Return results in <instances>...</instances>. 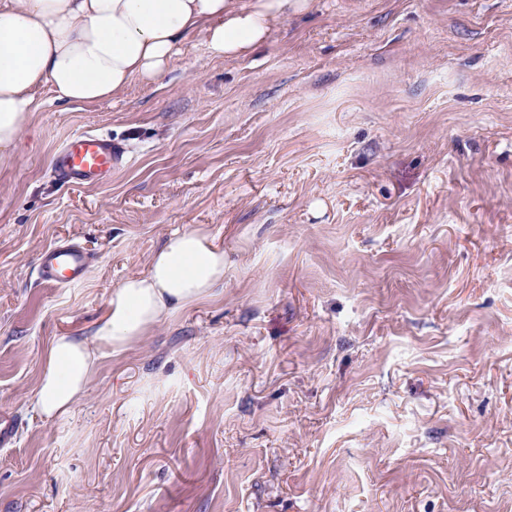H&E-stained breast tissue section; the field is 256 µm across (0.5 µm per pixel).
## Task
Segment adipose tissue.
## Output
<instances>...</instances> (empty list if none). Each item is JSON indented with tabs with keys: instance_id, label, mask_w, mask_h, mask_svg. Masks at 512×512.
Listing matches in <instances>:
<instances>
[{
	"instance_id": "adipose-tissue-1",
	"label": "adipose tissue",
	"mask_w": 512,
	"mask_h": 512,
	"mask_svg": "<svg viewBox=\"0 0 512 512\" xmlns=\"http://www.w3.org/2000/svg\"><path fill=\"white\" fill-rule=\"evenodd\" d=\"M309 0H0V164L14 157L51 87L57 100L94 105L136 77L159 80L197 32L216 55L239 56ZM224 283V250L205 231L169 236L146 275L117 286L92 339L60 336L49 347L36 406L66 413L83 394L101 348L118 351Z\"/></svg>"
}]
</instances>
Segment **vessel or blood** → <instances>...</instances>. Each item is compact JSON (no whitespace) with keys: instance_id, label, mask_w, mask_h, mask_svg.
<instances>
[{"instance_id":"1","label":"vessel or blood","mask_w":512,"mask_h":512,"mask_svg":"<svg viewBox=\"0 0 512 512\" xmlns=\"http://www.w3.org/2000/svg\"><path fill=\"white\" fill-rule=\"evenodd\" d=\"M123 155V148L110 136L87 131L66 141L55 157L54 169L58 179L68 184L99 182L111 176ZM95 261V255L79 243L60 241L40 253L36 276L53 287L73 286L84 281Z\"/></svg>"}]
</instances>
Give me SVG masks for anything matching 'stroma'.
<instances>
[{"mask_svg": "<svg viewBox=\"0 0 512 512\" xmlns=\"http://www.w3.org/2000/svg\"><path fill=\"white\" fill-rule=\"evenodd\" d=\"M36 104L0 166V512H512V0H310L245 55L196 34L156 86ZM84 131L123 161L62 184ZM194 229L223 287L44 419L51 342ZM63 239L89 278L36 283Z\"/></svg>", "mask_w": 512, "mask_h": 512, "instance_id": "35a3bbf8", "label": "stroma"}]
</instances>
